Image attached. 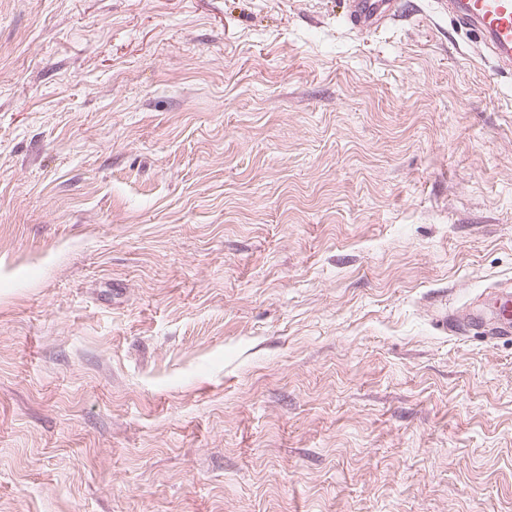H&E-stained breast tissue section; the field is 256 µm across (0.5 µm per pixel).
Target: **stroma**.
I'll list each match as a JSON object with an SVG mask.
<instances>
[{"instance_id":"35a3bbf8","label":"stroma","mask_w":512,"mask_h":512,"mask_svg":"<svg viewBox=\"0 0 512 512\" xmlns=\"http://www.w3.org/2000/svg\"><path fill=\"white\" fill-rule=\"evenodd\" d=\"M510 285L436 0H0V512H512ZM396 3V0H352L347 20L355 29H377L395 13ZM498 296L503 300L500 302L494 321L496 324L495 334L498 336H510L512 334V294L508 288H502L499 290Z\"/></svg>"}]
</instances>
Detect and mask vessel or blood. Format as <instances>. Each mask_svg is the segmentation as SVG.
<instances>
[{
	"instance_id": "vessel-or-blood-1",
	"label": "vessel or blood",
	"mask_w": 512,
	"mask_h": 512,
	"mask_svg": "<svg viewBox=\"0 0 512 512\" xmlns=\"http://www.w3.org/2000/svg\"><path fill=\"white\" fill-rule=\"evenodd\" d=\"M449 18L472 34L499 69L512 72V0H439ZM396 0H352L347 17L353 28L372 30L394 14ZM495 333L512 334V290L499 291Z\"/></svg>"
}]
</instances>
